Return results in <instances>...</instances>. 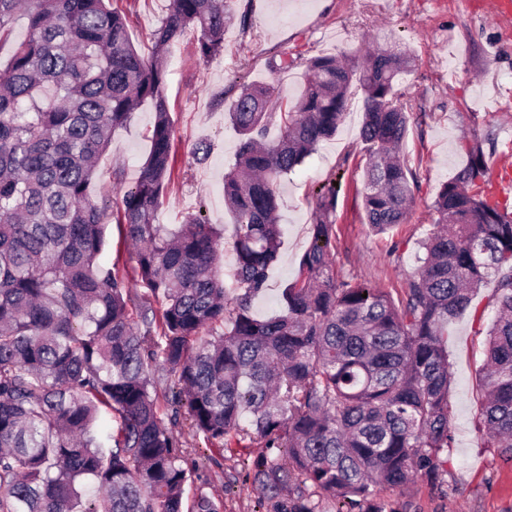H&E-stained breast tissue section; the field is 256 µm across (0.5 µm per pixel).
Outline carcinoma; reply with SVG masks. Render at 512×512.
<instances>
[{"label": "carcinoma", "instance_id": "obj_1", "mask_svg": "<svg viewBox=\"0 0 512 512\" xmlns=\"http://www.w3.org/2000/svg\"><path fill=\"white\" fill-rule=\"evenodd\" d=\"M20 13L28 37L0 70V512H183L193 470L174 433L182 418L218 453L265 449L245 472L264 512H328V501L334 512H397L380 489L434 485L447 471L443 337L491 274L479 429L512 461V211L483 193L480 145L437 190L436 231L402 298L336 276L338 189L327 183L282 313L252 310L281 244L278 181L336 133L354 85L366 223L385 233L406 220V48L368 51L357 65L314 57L295 103L273 84L242 85L229 112L238 159L224 176L239 289L229 300L221 230L200 211L177 228L157 212L174 161L163 51L194 30L200 58L220 55L231 0H170L149 55L108 0H0V38ZM146 101L152 148L117 222L136 246L142 299L162 304L152 317L147 306L133 313L119 269L98 261L106 208L93 194L111 134ZM214 324L222 333L200 337ZM155 367L175 376L169 428ZM186 508L224 503L200 487Z\"/></svg>", "mask_w": 512, "mask_h": 512}]
</instances>
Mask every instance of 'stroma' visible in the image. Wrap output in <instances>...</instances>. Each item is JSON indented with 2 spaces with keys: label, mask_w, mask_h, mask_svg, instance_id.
Masks as SVG:
<instances>
[{
  "label": "stroma",
  "mask_w": 512,
  "mask_h": 512,
  "mask_svg": "<svg viewBox=\"0 0 512 512\" xmlns=\"http://www.w3.org/2000/svg\"><path fill=\"white\" fill-rule=\"evenodd\" d=\"M115 6L128 13L135 44L150 53V33L170 0H116ZM196 40V32H188L167 55L163 95L174 130L175 169L158 221L176 225L201 210L209 223L223 229L220 270L230 297L236 293L235 254L224 176L235 164L240 141L229 111L241 85L275 81L292 102L313 57L343 54L357 61L367 48L386 42L405 45L413 56L402 78L411 118L401 156L414 181L407 221L378 234L365 220L362 112L359 103H352L335 137L320 143L279 181L282 245L265 289L252 301L258 316L281 311V291L297 277L298 259L310 244L313 193L324 183L340 185L330 246L337 275L396 298L418 269L421 241L434 229L437 189L464 167L469 146L481 144L497 197L512 209V187L503 177L512 171V24L497 20L492 0H233L223 55L202 60ZM285 52L297 56V63L285 72L272 71L271 61ZM153 122L152 104H141L115 131L95 173L97 190L111 201L99 261L117 267L130 281L135 278L133 250L115 216L148 157ZM201 144L210 149L202 163L193 155ZM496 288V278H489L469 311L448 326V471L440 486L420 481L400 495L407 512H512V462L487 447L478 429V377ZM178 432L189 467L200 474L205 491L223 499L224 512H259L256 491L242 482L239 453L227 451L208 460L202 437L188 422H181Z\"/></svg>",
  "instance_id": "1"
}]
</instances>
